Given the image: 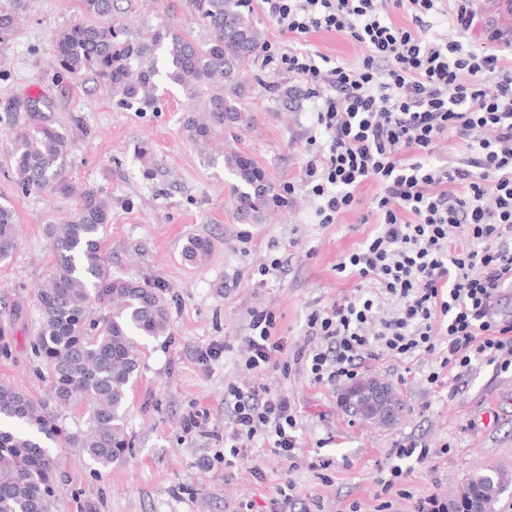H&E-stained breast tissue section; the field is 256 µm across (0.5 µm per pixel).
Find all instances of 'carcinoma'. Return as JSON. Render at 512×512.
I'll use <instances>...</instances> for the list:
<instances>
[{
	"label": "carcinoma",
	"instance_id": "cac0c4a2",
	"mask_svg": "<svg viewBox=\"0 0 512 512\" xmlns=\"http://www.w3.org/2000/svg\"><path fill=\"white\" fill-rule=\"evenodd\" d=\"M208 38L199 44L170 25L148 28L135 38L90 20L55 36L57 77L92 71L112 90L118 105L138 112L155 110L158 82L164 79L200 101L185 121L187 138L200 147L207 164L228 174L237 219L262 224L286 206L266 171L248 154L228 148L208 152L212 137L224 128L251 127L255 116L242 109L244 64L266 44L254 21L250 0H190ZM114 0H81L84 15H112ZM27 0H0V42L25 17ZM0 124L10 137L14 181L25 191L68 196L79 207L66 224H50L47 235L52 270L38 288L41 323L31 343L51 381L56 408L0 382V512H53L58 460L49 444L81 448L94 465L107 468L130 446L125 426L127 391L139 368L135 336H162L169 327L164 296L157 288L112 274L101 233L111 223L110 200L93 188L77 191L68 179L69 141L79 123L56 127L41 108L42 95L0 101ZM14 212L0 206V261L16 246ZM209 240L191 237L182 255L205 262ZM83 406L85 431L62 424V412ZM512 488L507 474L479 467L465 483L469 512H495L500 496Z\"/></svg>",
	"mask_w": 512,
	"mask_h": 512
}]
</instances>
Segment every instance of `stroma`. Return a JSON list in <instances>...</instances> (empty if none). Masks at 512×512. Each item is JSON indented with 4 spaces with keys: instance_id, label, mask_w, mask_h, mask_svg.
<instances>
[{
    "instance_id": "1",
    "label": "stroma",
    "mask_w": 512,
    "mask_h": 512,
    "mask_svg": "<svg viewBox=\"0 0 512 512\" xmlns=\"http://www.w3.org/2000/svg\"><path fill=\"white\" fill-rule=\"evenodd\" d=\"M114 16L130 37L171 23L197 41L207 38L189 0H118ZM80 17V0H28L24 20L0 44V100L42 93L53 102L50 123L68 127L82 120L85 131L69 150V177L78 189L111 197L112 222L102 237L112 272L162 289L170 324L165 335L138 339L141 363L128 390L130 447L123 459L101 469L80 449L58 448L55 512H243L248 505L269 512L286 478L296 486L292 512H348L353 503L360 512H375V478L396 465L394 448L411 442L437 452L404 479L412 492L435 484L453 498L479 467L512 475V372L477 362L455 378L440 366L445 337H437L436 352L408 363L367 360L365 376L391 384L406 406L388 426L352 416L341 401L343 383H313L306 363L262 376L246 367L245 338L256 309L275 314L276 333L289 351L321 345V337L309 335L307 318L354 293L356 279L336 266L374 234L375 225L360 216L378 187L364 184L360 205L338 223H319L314 198L299 186L307 140L315 133L314 101L279 60L257 57L244 67L241 99L256 124L220 133L216 141L253 157L290 201L268 223H240L223 168L204 162L186 137L184 121L195 104L180 87L161 82L157 111L135 112L119 107L93 74L55 82L54 36ZM293 45L350 67L362 56L333 31ZM282 86L296 91L292 106L277 99ZM145 144L168 174L146 177L139 158ZM77 203L74 196L23 191L11 172L9 137L0 131V204L14 210L17 224L16 249L0 263V330L11 348L10 357L0 356V381L45 401L50 383L30 343L40 326L36 292L51 265L46 228L69 220ZM191 236L212 244L202 264L182 256ZM274 258L282 270L261 275ZM434 371L440 380L432 384ZM258 382L287 396L297 414L295 458L279 456L258 438L251 464L225 467L224 432L232 415L224 394L228 386ZM196 410L205 414L206 434L183 430L184 416ZM204 458L210 468L200 467ZM321 459L327 468L318 467ZM254 465L263 479L253 477Z\"/></svg>"
}]
</instances>
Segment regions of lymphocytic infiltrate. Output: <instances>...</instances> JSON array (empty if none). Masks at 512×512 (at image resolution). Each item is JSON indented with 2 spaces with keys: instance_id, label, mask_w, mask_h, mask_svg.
<instances>
[{
  "instance_id": "f902f5d3",
  "label": "lymphocytic infiltrate",
  "mask_w": 512,
  "mask_h": 512,
  "mask_svg": "<svg viewBox=\"0 0 512 512\" xmlns=\"http://www.w3.org/2000/svg\"><path fill=\"white\" fill-rule=\"evenodd\" d=\"M260 2L281 35L334 31L362 49L354 67L323 65L308 51L281 61L315 100L321 143L300 182L318 203L320 223L354 210L359 188L372 181L380 191L360 221L379 229L336 266L362 283L360 293L308 318L323 346L289 354L275 315L255 310L246 365L284 371L302 360L315 383L332 384L356 377L367 358L434 351L441 328L448 336L442 367L463 375L483 361L511 370L512 322L496 320L492 308L512 282V40L491 30V50L471 45L476 0ZM395 11L408 24L394 23ZM444 138L453 153L441 165L432 155ZM227 400L225 466L249 460L259 436L293 458L297 419L286 396L257 384L229 387ZM394 453L399 466L375 481L379 512H389L393 492L411 500L413 512H448L438 490L396 487L402 461L429 462L430 449L412 443Z\"/></svg>"
}]
</instances>
